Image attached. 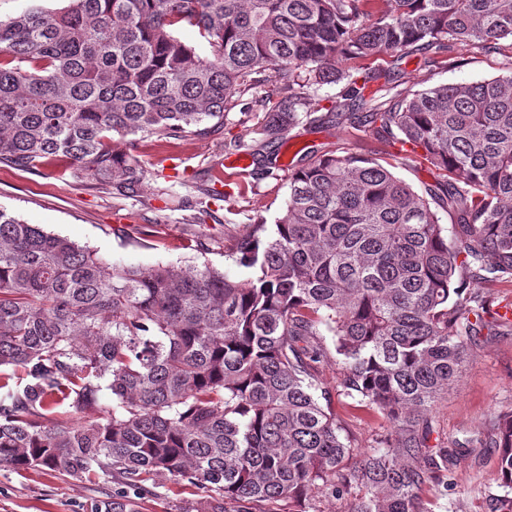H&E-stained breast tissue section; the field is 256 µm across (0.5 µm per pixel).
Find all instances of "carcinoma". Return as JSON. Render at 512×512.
Segmentation results:
<instances>
[{
    "label": "carcinoma",
    "mask_w": 512,
    "mask_h": 512,
    "mask_svg": "<svg viewBox=\"0 0 512 512\" xmlns=\"http://www.w3.org/2000/svg\"><path fill=\"white\" fill-rule=\"evenodd\" d=\"M67 0L0 20V164L67 172L140 194L129 135L224 131L239 97L269 104L247 147L262 156L300 116L326 109L398 141L443 177L427 196L376 158L326 153L289 176L285 211L209 264H110L0 210V468L115 480L90 512H133L156 475L196 487L201 512H432L419 495L456 449L430 450L426 416L461 376L491 314L484 284L512 283V72L397 89L400 62L512 39V0ZM197 29L202 55L177 36ZM382 55L393 67L355 74ZM384 79L386 93L368 90ZM214 124H208V121ZM126 140L120 147L113 135ZM437 205L452 220L448 246ZM330 337L332 346L325 344ZM334 358L346 395L380 411L395 442L354 448L315 365ZM21 370L23 387L4 369ZM112 407L80 425L61 406ZM498 448L512 489V410L461 444ZM112 406V399L104 392L99 401V408L96 410L86 409L83 411H76L74 408L69 406H63L58 409V413L55 414L54 420L61 425H76L81 422L89 421L100 415L101 410Z\"/></svg>",
    "instance_id": "cac0c4a2"
}]
</instances>
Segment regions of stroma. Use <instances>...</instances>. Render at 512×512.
<instances>
[{
  "instance_id": "1",
  "label": "stroma",
  "mask_w": 512,
  "mask_h": 512,
  "mask_svg": "<svg viewBox=\"0 0 512 512\" xmlns=\"http://www.w3.org/2000/svg\"><path fill=\"white\" fill-rule=\"evenodd\" d=\"M400 69L406 90L490 79L512 71V41H499L483 53L456 45L448 65L433 70L421 57L410 56ZM263 95L260 87L243 95L225 115L220 135L168 141L137 135L136 157L146 176L140 196L116 197L110 188L60 175L53 166L1 165L0 208L90 247L112 263H209L243 281L251 271L229 257V250L253 225L276 222L288 200L291 169L316 153L333 150L381 158L418 194L435 186L437 173L420 155L378 141L364 127L331 123L321 111L290 128L269 157L252 161L244 170L225 167V159L236 155L231 140L248 137L261 118ZM474 351L459 381L431 415L435 437L448 447L486 430L497 413L512 408V331L479 336ZM318 380L330 392L342 435L352 447H369L388 435L380 411L344 394L341 367L335 360L320 363ZM497 457L494 448L459 455L448 472L446 496H439L429 484L423 486L422 498L433 512H491L492 498L504 493L497 479ZM114 489V483L102 479L0 469V512H86L90 502ZM200 502L194 486L158 479L147 482L135 509L198 512Z\"/></svg>"
}]
</instances>
